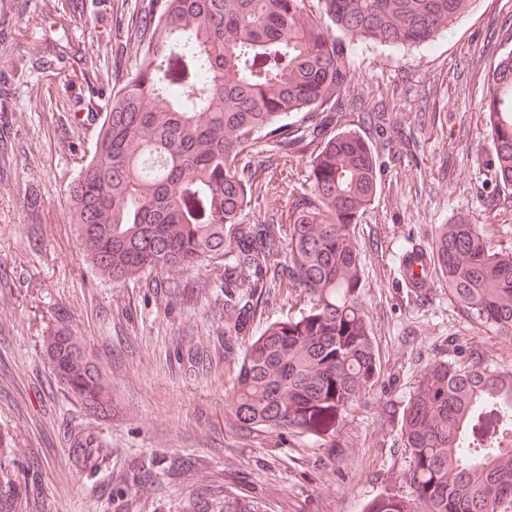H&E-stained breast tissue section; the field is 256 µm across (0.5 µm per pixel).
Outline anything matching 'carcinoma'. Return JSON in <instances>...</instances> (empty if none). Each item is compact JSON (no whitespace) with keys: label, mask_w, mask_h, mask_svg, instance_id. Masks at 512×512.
Instances as JSON below:
<instances>
[{"label":"carcinoma","mask_w":512,"mask_h":512,"mask_svg":"<svg viewBox=\"0 0 512 512\" xmlns=\"http://www.w3.org/2000/svg\"><path fill=\"white\" fill-rule=\"evenodd\" d=\"M160 0L135 44L134 69L112 100L90 158L70 190L79 238L97 273L116 285L153 273L173 281L186 268L224 266V335L250 332L253 298L287 283L304 311L252 338L232 386L231 411L248 432L329 440L347 410L377 384L380 363L359 303L360 215L379 190L368 144L348 129L319 140L325 112L362 109L351 60L366 42L428 45L461 0ZM342 33L338 38L334 31ZM62 63L15 64L17 78ZM478 111L488 116L494 186L512 192V51L488 71ZM285 156L310 153L309 188L279 222L247 224L252 199L270 182L239 168L265 139ZM288 263H280L282 254ZM426 273L482 324L512 330V248L495 247L477 224H443ZM56 378L95 408L106 405L94 358L65 327L44 340ZM408 492L394 490L366 512H508L512 506V367L489 371L483 354L429 365L401 423ZM152 467L135 460L127 482ZM22 487L0 479V512ZM224 512H260L224 497Z\"/></svg>","instance_id":"carcinoma-1"}]
</instances>
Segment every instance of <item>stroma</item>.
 <instances>
[{
	"label": "stroma",
	"instance_id": "1",
	"mask_svg": "<svg viewBox=\"0 0 512 512\" xmlns=\"http://www.w3.org/2000/svg\"><path fill=\"white\" fill-rule=\"evenodd\" d=\"M51 0H0V95L12 109L0 146V470L28 483L19 512H222L225 497L247 496L261 512H365L399 489L409 466L400 440L414 382L433 361L479 348L487 369L512 366V333L480 324L432 284L404 288L403 243L430 248L440 224L481 225L512 245V206L490 181L485 113L476 109L488 62L512 45V0H468L458 21L411 49L374 42L352 59V86L373 114L348 121L378 155L380 190L356 235L364 286L359 300L381 365L377 385L347 411L335 447L306 435L248 433L230 419L228 396L248 340L224 338V294L216 263L183 271L181 291L161 278L113 287L85 261L69 189L91 154L116 74L135 63L125 46L145 27L136 0H70L64 28L49 27ZM96 62L103 78L64 68L31 82L16 62L56 44ZM275 194L244 214L287 222L309 183L307 159L275 143L245 160ZM307 304L276 289L252 325L295 315ZM66 326L95 358L109 390V415L93 410L55 377L43 338ZM193 467L169 478L170 459ZM153 464L152 485L124 482L128 463Z\"/></svg>",
	"mask_w": 512,
	"mask_h": 512
}]
</instances>
